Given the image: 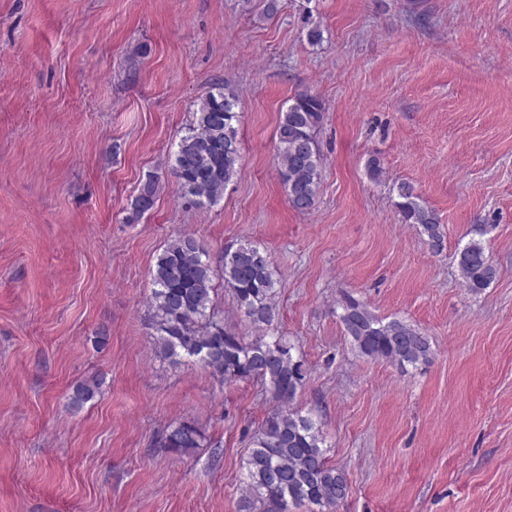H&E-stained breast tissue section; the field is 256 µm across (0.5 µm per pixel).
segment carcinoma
I'll list each match as a JSON object with an SVG mask.
<instances>
[{
	"label": "carcinoma",
	"instance_id": "cac0c4a2",
	"mask_svg": "<svg viewBox=\"0 0 512 512\" xmlns=\"http://www.w3.org/2000/svg\"><path fill=\"white\" fill-rule=\"evenodd\" d=\"M237 108V95L216 85L198 104L195 122L180 137L172 174L187 203H216L236 176L241 162ZM324 112L317 95L300 92L282 113L276 129L275 164L290 206L301 213L310 211L318 198L321 155L315 148V133ZM157 191V181L151 177L141 184L130 204L129 221L152 210ZM397 195L402 221L418 228L432 252H442L446 232L438 214L408 182L398 185ZM265 253L257 244L242 243L224 253L222 268L224 288L261 335L246 341L224 329L212 304L210 255L188 233L168 245L152 270L153 325L164 355L193 358L224 384L259 383L279 402L258 426L245 458V512H290L291 506L306 503L316 507L315 512H325L347 496L349 485L345 472L328 461L316 422L288 408L306 381L308 369L294 357L288 337L274 327L277 279L271 260L261 259ZM458 271L463 287L472 293L483 291L498 274L489 251L475 239L459 249ZM340 308L345 333L361 354L400 366L428 358V338L404 321L381 319L350 295ZM98 390L94 381L79 383L72 401L82 405ZM210 444L205 431L188 419L168 429L159 441V447L180 456Z\"/></svg>",
	"mask_w": 512,
	"mask_h": 512
}]
</instances>
